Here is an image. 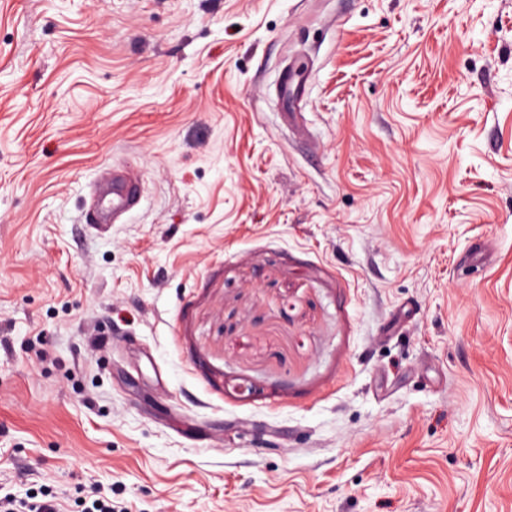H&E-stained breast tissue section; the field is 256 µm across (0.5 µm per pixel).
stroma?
Returning <instances> with one entry per match:
<instances>
[{"label":"stroma","instance_id":"stroma-1","mask_svg":"<svg viewBox=\"0 0 512 512\" xmlns=\"http://www.w3.org/2000/svg\"><path fill=\"white\" fill-rule=\"evenodd\" d=\"M96 488L512 512V0H0V495ZM137 200L135 179L120 169L112 168V180L97 199L93 213L94 220L97 224H105L111 219L114 220L132 208Z\"/></svg>","mask_w":512,"mask_h":512}]
</instances>
